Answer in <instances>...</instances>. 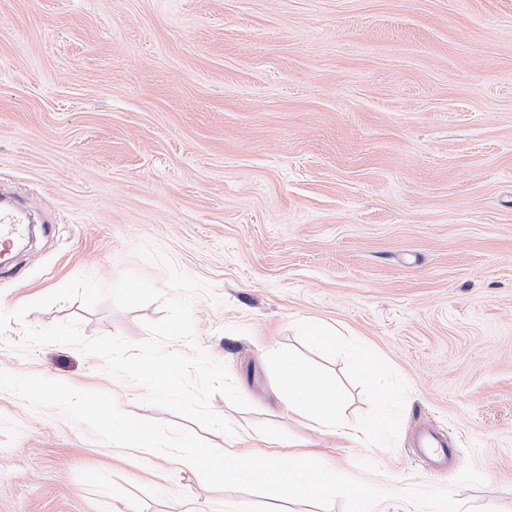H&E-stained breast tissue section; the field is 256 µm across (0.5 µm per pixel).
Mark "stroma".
<instances>
[{
	"label": "stroma",
	"mask_w": 512,
	"mask_h": 512,
	"mask_svg": "<svg viewBox=\"0 0 512 512\" xmlns=\"http://www.w3.org/2000/svg\"><path fill=\"white\" fill-rule=\"evenodd\" d=\"M0 187L45 221L0 270L12 310L89 274L209 285L198 339L251 407L229 437L143 402L101 358L16 351L24 326L146 338L136 311L72 301L11 322L0 371L105 391L224 448L324 463L391 490L449 486L512 512V0H0ZM150 244L170 260L139 255ZM325 322L409 385L389 447L283 412L269 346ZM454 448L447 478L419 449ZM481 485H453L467 461ZM321 512L208 487L175 459L101 442L0 391V512Z\"/></svg>",
	"instance_id": "stroma-1"
}]
</instances>
